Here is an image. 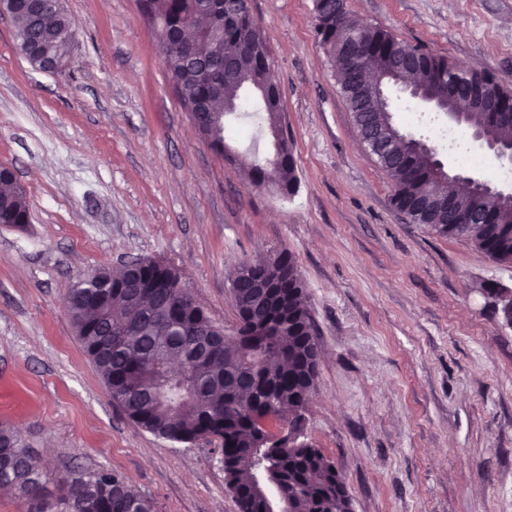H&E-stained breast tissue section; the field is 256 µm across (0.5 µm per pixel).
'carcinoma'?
Returning <instances> with one entry per match:
<instances>
[{"label":"carcinoma","instance_id":"obj_1","mask_svg":"<svg viewBox=\"0 0 512 512\" xmlns=\"http://www.w3.org/2000/svg\"><path fill=\"white\" fill-rule=\"evenodd\" d=\"M244 0H144L145 11L158 18L155 29L168 79L185 110L205 106L209 120L199 126L212 145L224 151V129L215 113L224 101L236 100L250 82L268 69L269 50L262 28ZM13 26L17 50L32 65L68 55L72 19L61 0L34 16L17 0L3 4ZM316 36L334 69L354 123L381 145L378 163L390 177L395 209L412 224H423L412 206L440 211L432 225L442 236L471 242L496 263L512 266V210H498L494 223H480L482 204L456 187L437 198L429 193L435 170L418 139L399 128L387 132L385 117L355 92L361 71L415 59L417 79L433 97L462 93L481 79L512 102L489 71H458L448 59L395 38L387 31L359 23L346 0H314ZM206 13L217 15L211 30L199 35L191 27ZM271 128H279L278 159L269 171L259 164L248 170L260 187L273 183L285 197L297 188L296 162L288 130L281 127V93L260 102ZM470 124L488 138L512 142V127L495 124L482 113ZM14 172L0 166V224L20 227L29 221V203L16 190ZM268 285L265 298L248 309L235 308L238 349L220 346L199 358L206 346L222 341L224 329L214 325L199 305L191 303L180 274L169 264L134 260L141 284L138 309H132L127 272L112 275L109 284L76 281L64 294V305L83 349L112 394V400L134 423L163 439L189 443L215 437L222 446L224 478L238 512H269V497L283 496L293 512H351L350 496L332 461L305 438L308 393L317 377L318 345L306 289L294 257L276 253L272 262L251 261ZM493 313L512 327V302L496 284L485 289ZM266 326V343L253 347L251 328ZM171 359L190 362L180 378L166 369ZM47 473L34 464L22 438L0 432V486L13 489L29 512H155L152 501L135 492L117 471L77 470L64 478V495L47 492Z\"/></svg>","mask_w":512,"mask_h":512}]
</instances>
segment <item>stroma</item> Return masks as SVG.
<instances>
[{"label": "stroma", "instance_id": "obj_1", "mask_svg": "<svg viewBox=\"0 0 512 512\" xmlns=\"http://www.w3.org/2000/svg\"><path fill=\"white\" fill-rule=\"evenodd\" d=\"M397 38L512 89V0H346ZM74 22L61 70L32 66L0 16V166L29 201L0 225V426L52 476L121 472L156 512H238L218 440L171 442L132 422L78 340L62 298L83 274L136 259L176 268L232 331L235 265L285 249L319 347L306 435L340 472L354 512H512V327L489 285L512 268L470 242L408 223L362 147L316 33L314 0H251L296 161L290 197L255 187L269 165L261 116L226 124L224 153L196 131L137 0H63ZM393 120L461 166L454 123L388 89Z\"/></svg>", "mask_w": 512, "mask_h": 512}]
</instances>
